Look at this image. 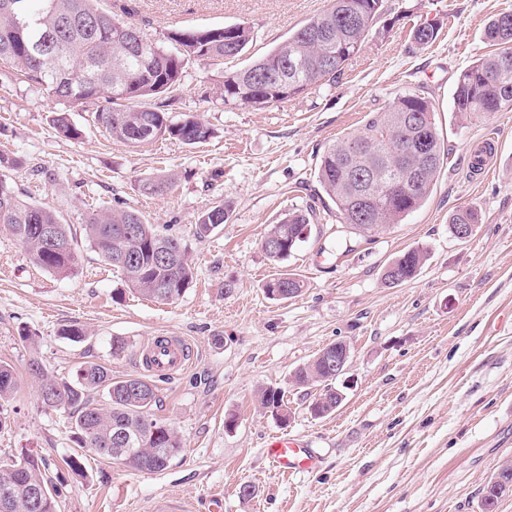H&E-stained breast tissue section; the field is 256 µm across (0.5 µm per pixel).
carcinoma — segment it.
I'll list each match as a JSON object with an SVG mask.
<instances>
[{"label":"carcinoma","instance_id":"obj_1","mask_svg":"<svg viewBox=\"0 0 512 512\" xmlns=\"http://www.w3.org/2000/svg\"><path fill=\"white\" fill-rule=\"evenodd\" d=\"M384 10V0H330V6L306 20L262 57L242 70L224 75L222 98L226 105L263 107L283 102L310 87L338 78L345 64L356 55ZM438 35L433 23H423L413 32L414 43L423 47ZM252 27L237 23L228 35L210 38L199 29H175L168 39L176 46L170 52L150 40L141 29L112 16L100 0H0V61L15 67L26 80L39 85L68 106L52 116L56 132L76 139L81 130L69 110L92 111L94 119L110 137L136 147L166 136L186 145L203 143L212 129L192 114L173 120L157 100L181 85L185 58L220 61L235 57L253 41ZM485 38L495 46L461 72L456 85L454 110L466 121L490 117L512 108V13H501L485 29ZM430 139L431 155L423 160L411 144ZM444 138L433 120L431 102L416 93L398 97L382 112L370 114L356 135L333 142L321 156L317 181L335 204L343 223L356 207L370 210L367 224L383 227L400 224L428 199L444 163ZM22 159L0 151V226L21 245L32 263L49 273L70 276L77 265L75 237L69 225L50 209L23 199L6 172L18 168ZM419 170L417 183L395 189L401 173ZM175 176L149 178L141 184L147 195L167 192ZM224 205L204 211L195 225L198 236L210 234L225 223ZM478 210L463 207L454 212L449 229L458 224H479ZM309 217L300 210L272 225L264 236L275 244L268 257L287 258L304 242ZM51 228L67 242L65 250L46 245L45 229ZM90 248L120 271L129 290L146 299L173 302L194 277L181 241L161 233L135 208L104 210L84 224ZM426 252L410 249L385 270L384 279L398 285L416 277ZM304 283L286 275L265 285L282 299L298 295ZM29 370L39 380L42 402L68 412L81 446L106 459L141 472H161L182 452L178 434L155 412L156 387L140 376L121 380L96 362L80 365L68 380L48 374L37 357ZM294 382L320 388L311 408L316 416L336 410V397L327 395L336 378L328 375L321 356L295 370ZM17 388L13 366L0 361V400L10 399ZM100 393L106 404L94 403ZM260 403L271 413L284 406L276 388L260 394ZM46 462L35 455L0 462V473L14 475L7 486L0 482V512H58L60 489L45 477ZM41 497L30 499L31 490ZM507 492L488 481L482 496V512H496Z\"/></svg>","mask_w":512,"mask_h":512}]
</instances>
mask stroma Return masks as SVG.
<instances>
[{
    "instance_id": "35a3bbf8",
    "label": "stroma",
    "mask_w": 512,
    "mask_h": 512,
    "mask_svg": "<svg viewBox=\"0 0 512 512\" xmlns=\"http://www.w3.org/2000/svg\"><path fill=\"white\" fill-rule=\"evenodd\" d=\"M328 5L106 0L116 18L164 47L175 29L252 27L243 55L192 59L183 70L170 115H197L214 131L195 147L163 138L132 148L78 110L71 118L80 137H59L50 119L60 103L0 64V147L23 160L9 180L77 236V269L63 278L34 266L0 231V360L17 379L14 396L0 402V460L45 459L62 491L59 512H152L159 499L209 512L216 498L223 512H480L485 484L512 464V110L469 122L453 110L459 75L489 52L485 27L512 12V0H386L336 81L263 108L224 104L225 74ZM427 21L438 23V37L420 48L413 30ZM405 92L431 102L448 159L422 207L365 234L341 222L315 170L329 144ZM491 131V173L481 177L470 156ZM167 173L177 176L170 191L143 194V180ZM219 204L229 208L226 223L196 236L199 215ZM463 206L481 215L465 241L449 231ZM126 207L185 246L195 278L179 300L132 293L82 238L92 213ZM292 210L309 215L306 240L272 261L261 239ZM417 247L427 253L417 276L386 283L387 265ZM286 273L303 280L302 292L269 298L266 281ZM72 323L85 341L62 337ZM157 336L182 337L193 354L183 371L155 381L158 414L183 451L165 470L144 473L79 447L67 413L42 403L28 362L39 356L60 380L85 361L117 380L140 376L136 351ZM116 338L129 345L118 357ZM337 341L351 349L349 386L335 412L317 417L314 389L292 374ZM269 387L283 391L287 421L262 408L259 393ZM277 433L306 441L317 467L276 473L263 448ZM70 456L83 475L66 467ZM244 484L252 496L240 495Z\"/></svg>"
}]
</instances>
